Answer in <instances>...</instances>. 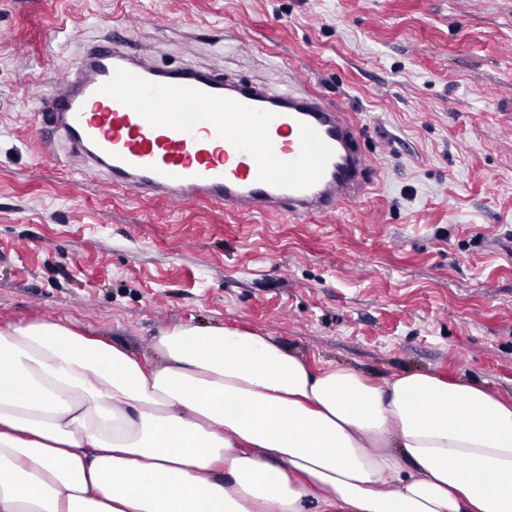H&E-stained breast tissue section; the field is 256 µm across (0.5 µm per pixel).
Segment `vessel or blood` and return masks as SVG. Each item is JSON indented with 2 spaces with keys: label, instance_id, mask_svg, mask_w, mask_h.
<instances>
[{
  "label": "vessel or blood",
  "instance_id": "vessel-or-blood-1",
  "mask_svg": "<svg viewBox=\"0 0 512 512\" xmlns=\"http://www.w3.org/2000/svg\"><path fill=\"white\" fill-rule=\"evenodd\" d=\"M81 179L239 216H337L380 161L362 126L303 84L280 89L216 66L158 65L120 41L82 42L33 107Z\"/></svg>",
  "mask_w": 512,
  "mask_h": 512
}]
</instances>
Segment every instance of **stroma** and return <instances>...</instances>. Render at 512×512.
<instances>
[{
	"label": "stroma",
	"instance_id": "1",
	"mask_svg": "<svg viewBox=\"0 0 512 512\" xmlns=\"http://www.w3.org/2000/svg\"><path fill=\"white\" fill-rule=\"evenodd\" d=\"M316 84L382 153L339 216L281 221L77 184L31 115L77 40ZM71 319L137 356L224 325L383 382L512 397V0H0V327Z\"/></svg>",
	"mask_w": 512,
	"mask_h": 512
}]
</instances>
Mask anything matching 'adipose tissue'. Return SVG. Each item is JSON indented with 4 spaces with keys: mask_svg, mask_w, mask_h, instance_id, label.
Wrapping results in <instances>:
<instances>
[{
    "mask_svg": "<svg viewBox=\"0 0 512 512\" xmlns=\"http://www.w3.org/2000/svg\"><path fill=\"white\" fill-rule=\"evenodd\" d=\"M153 349L0 328V512H512V399L475 382L217 325Z\"/></svg>",
    "mask_w": 512,
    "mask_h": 512,
    "instance_id": "obj_1",
    "label": "adipose tissue"
}]
</instances>
